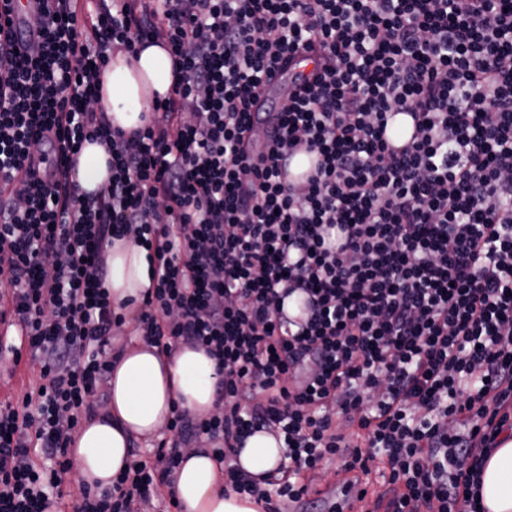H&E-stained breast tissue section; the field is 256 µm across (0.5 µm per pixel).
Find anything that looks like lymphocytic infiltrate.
I'll list each match as a JSON object with an SVG mask.
<instances>
[{
    "label": "lymphocytic infiltrate",
    "instance_id": "1",
    "mask_svg": "<svg viewBox=\"0 0 512 512\" xmlns=\"http://www.w3.org/2000/svg\"><path fill=\"white\" fill-rule=\"evenodd\" d=\"M96 2L78 30L80 0H54L31 49L0 15V307L18 324L6 350L42 379L0 407V512L63 496L126 322L104 269L126 236L154 258L136 323L159 353L206 350L221 404L175 411L171 447L82 488L78 512H149L180 444L207 438L220 463L262 430L283 440L280 466L226 476L265 512L339 455L354 483L387 465L393 512H480V462L512 424V0ZM146 42L176 80L127 135L98 107L99 77ZM302 50L318 68L281 111H253ZM403 111L417 124L397 147ZM88 141L112 156L94 195L64 160ZM301 148L315 167L283 181ZM395 116L394 120H390L388 124V135L390 141L396 146L405 144L412 133V126H415V119L409 113H403ZM411 119V120H410ZM412 121V125H411Z\"/></svg>",
    "mask_w": 512,
    "mask_h": 512
}]
</instances>
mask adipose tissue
I'll list each match as a JSON object with an SVG mask.
<instances>
[{
	"label": "adipose tissue",
	"instance_id": "obj_1",
	"mask_svg": "<svg viewBox=\"0 0 512 512\" xmlns=\"http://www.w3.org/2000/svg\"><path fill=\"white\" fill-rule=\"evenodd\" d=\"M174 82L168 52L150 45L132 58L114 52L101 77L100 105L113 127L132 132L142 126L152 102L167 97ZM111 156L97 142L85 143L78 157L76 179L84 192L99 193L111 175ZM105 285L112 305L134 316L151 284L149 252L130 238L107 248ZM217 362L204 349L180 346L173 355L130 339L112 365L107 381L109 402L86 421L72 442L73 463L87 483L108 487L130 462V443L152 445L175 410L205 415L215 407ZM480 468L483 512H512V433L503 432ZM280 443L268 432L247 438L236 456L237 467L252 477L278 468ZM181 512H257L254 501L224 489V477L209 449L184 451L172 475Z\"/></svg>",
	"mask_w": 512,
	"mask_h": 512
}]
</instances>
